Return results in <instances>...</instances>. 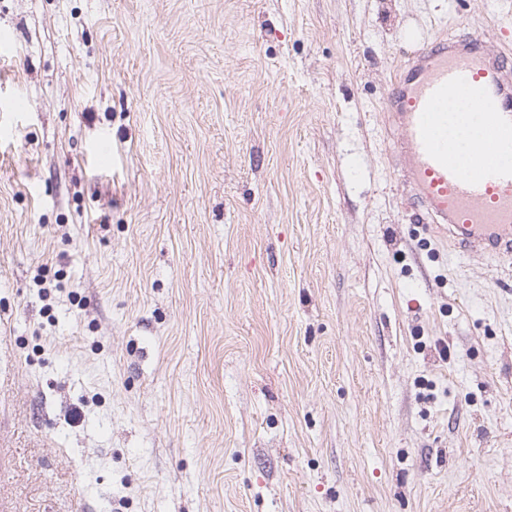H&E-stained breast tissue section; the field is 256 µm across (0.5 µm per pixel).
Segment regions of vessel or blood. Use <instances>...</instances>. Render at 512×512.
I'll return each mask as SVG.
<instances>
[{
	"label": "vessel or blood",
	"instance_id": "b4317fda",
	"mask_svg": "<svg viewBox=\"0 0 512 512\" xmlns=\"http://www.w3.org/2000/svg\"><path fill=\"white\" fill-rule=\"evenodd\" d=\"M489 32L444 36L399 69L385 115L397 127L395 171L435 233L458 255L512 258V57H493ZM478 110L494 147L466 154L448 148V105Z\"/></svg>",
	"mask_w": 512,
	"mask_h": 512
}]
</instances>
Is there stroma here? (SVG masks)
I'll return each instance as SVG.
<instances>
[{
  "label": "stroma",
  "instance_id": "35a3bbf8",
  "mask_svg": "<svg viewBox=\"0 0 512 512\" xmlns=\"http://www.w3.org/2000/svg\"><path fill=\"white\" fill-rule=\"evenodd\" d=\"M461 18L512 52V0H0V512H512V261L383 119Z\"/></svg>",
  "mask_w": 512,
  "mask_h": 512
}]
</instances>
